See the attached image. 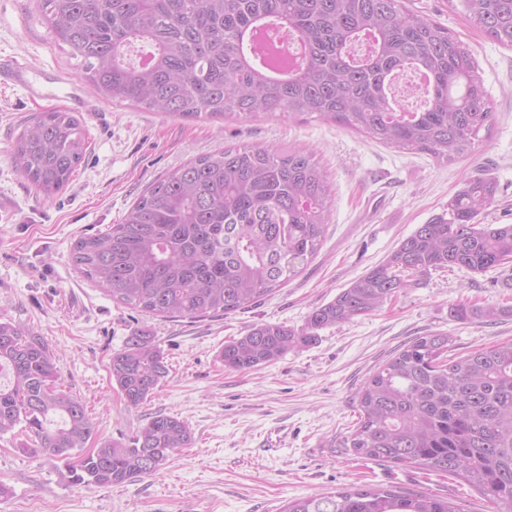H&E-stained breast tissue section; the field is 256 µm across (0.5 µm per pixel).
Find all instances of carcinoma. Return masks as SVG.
Wrapping results in <instances>:
<instances>
[{"label":"carcinoma","mask_w":512,"mask_h":512,"mask_svg":"<svg viewBox=\"0 0 512 512\" xmlns=\"http://www.w3.org/2000/svg\"><path fill=\"white\" fill-rule=\"evenodd\" d=\"M56 39L81 59V77L106 99L187 118L251 119L315 114L388 147L453 162L475 152L494 112L469 47L403 0H38ZM481 31L512 47V0H456ZM288 29L306 53L267 66L252 29ZM148 44L149 61L122 49ZM275 68L283 76L273 79ZM428 77L424 105L407 112L391 96L395 74ZM71 113L42 112L20 134L13 158L46 194L61 191L84 154ZM496 183L467 181L444 213L421 224L382 263L355 279L298 330L253 326L224 342V368L247 371L319 331L381 308L432 272L482 273L512 262V224H483ZM333 204L326 172L301 149L224 148L170 173L120 224L77 239L80 272L114 300L169 318L219 317L258 305L319 252ZM455 320L493 323L512 307L450 309ZM453 337L430 332L377 367L356 396L359 421L340 441L364 458L462 478L512 512V341L449 355ZM0 436L22 426L18 449L66 462L71 482L111 486L159 474L189 447V425L158 413L128 442L86 444L96 425L82 401L59 389L43 337L0 320ZM110 374L127 405L151 400L168 376L155 337L137 329L112 354ZM282 512H463L436 495L357 489L293 498Z\"/></svg>","instance_id":"carcinoma-1"}]
</instances>
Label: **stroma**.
I'll use <instances>...</instances> for the list:
<instances>
[{
    "label": "stroma",
    "mask_w": 512,
    "mask_h": 512,
    "mask_svg": "<svg viewBox=\"0 0 512 512\" xmlns=\"http://www.w3.org/2000/svg\"><path fill=\"white\" fill-rule=\"evenodd\" d=\"M407 6L469 45L494 106L495 124L477 151L451 164L314 115L185 119L113 104L81 79L37 0H0V59L24 68L22 80L0 84V317L48 341L62 388L85 404L97 440H128L157 412L186 421L194 434L160 474L108 487L73 484L65 462L22 454L17 437L2 435L0 483L12 494L0 512H279L294 497L371 487L492 512L461 478L362 458L339 442L358 420V390L415 337L447 333L459 356L512 340V319L488 325L448 315L459 303L511 305L512 263L480 274L432 272L381 309L324 329L318 344L267 365L228 371L218 357L226 340L256 324L301 328L316 307L443 213L472 178H492L498 187L484 223L512 224V48L473 27L448 0ZM51 109L80 119L85 154L68 185L48 196L15 166L11 149ZM237 147L312 153L334 196L319 253L259 305L215 318H162L112 300L75 267L78 238L121 223L147 187L180 165ZM136 329L151 331L169 368L138 409L126 405L109 372L113 353ZM270 440L272 452L264 449Z\"/></svg>",
    "instance_id": "obj_1"
}]
</instances>
